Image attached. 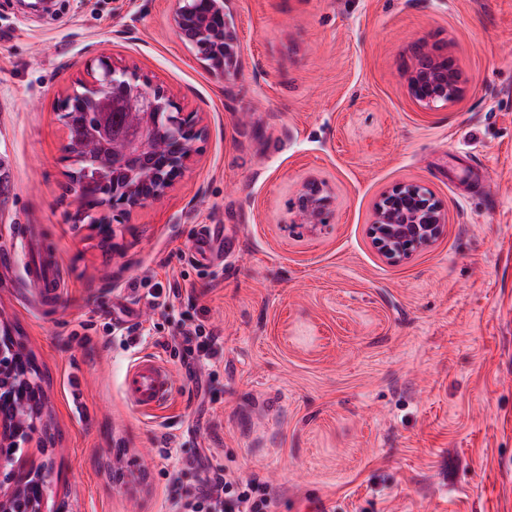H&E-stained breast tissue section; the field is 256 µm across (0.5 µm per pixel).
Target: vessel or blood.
<instances>
[{
	"label": "vessel or blood",
	"mask_w": 512,
	"mask_h": 512,
	"mask_svg": "<svg viewBox=\"0 0 512 512\" xmlns=\"http://www.w3.org/2000/svg\"><path fill=\"white\" fill-rule=\"evenodd\" d=\"M221 233L220 227L207 228L191 245L194 259H215L214 242ZM123 389L132 404L144 411L163 408L172 390V376L167 367L152 357L134 361L125 376Z\"/></svg>",
	"instance_id": "vessel-or-blood-1"
}]
</instances>
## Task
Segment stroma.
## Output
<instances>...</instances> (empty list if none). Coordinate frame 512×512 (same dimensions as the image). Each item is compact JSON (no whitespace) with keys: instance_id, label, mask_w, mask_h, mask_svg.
Wrapping results in <instances>:
<instances>
[{"instance_id":"1","label":"stroma","mask_w":512,"mask_h":512,"mask_svg":"<svg viewBox=\"0 0 512 512\" xmlns=\"http://www.w3.org/2000/svg\"><path fill=\"white\" fill-rule=\"evenodd\" d=\"M176 6L0 0V322L46 400L14 456L52 459L45 491L68 512H171L200 453L267 481L278 512H512V0H231L242 51L224 78L174 31ZM421 43L466 82L438 110L407 95ZM104 54L204 126L166 194L108 239L72 220L59 110ZM309 178L333 205L297 228ZM398 184L428 188L448 223L394 266L367 229ZM206 224L236 246L199 266ZM44 257L50 298L32 281ZM161 288L179 294L150 306ZM197 323L218 337L207 366L162 346ZM141 356L173 377L152 414L123 391Z\"/></svg>"}]
</instances>
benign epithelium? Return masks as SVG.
<instances>
[{
  "instance_id": "1",
  "label": "benign epithelium",
  "mask_w": 512,
  "mask_h": 512,
  "mask_svg": "<svg viewBox=\"0 0 512 512\" xmlns=\"http://www.w3.org/2000/svg\"><path fill=\"white\" fill-rule=\"evenodd\" d=\"M231 0H178L172 15V26L180 39L201 56L208 71L218 77L234 72L241 44L230 18ZM220 15L224 25L215 27L211 17ZM416 63L408 71L407 94L419 107L435 110L456 100L464 92V81L451 78L452 57L434 53L421 46L415 52ZM86 96L99 103L101 112L120 108L128 113L125 133L112 142V167L117 168L150 150L147 126L150 115L162 113L168 127L176 131L177 144L171 147L159 171H147L141 180L126 187L123 194H112L89 210L77 200L75 221H88L101 233L112 235L114 212L122 213L148 201L161 198L170 183L182 172L194 142L202 136L201 119L195 112H181L173 98L149 79L112 61L108 56L98 60V70L78 80ZM333 203L326 187L309 180L298 193L296 208L301 223L315 227L325 222V214ZM447 215L442 204L420 185H396L384 192L375 206V218L369 236L379 253L391 264L409 258L416 249L433 244L444 233ZM13 384L22 393L33 385L29 376L15 372L13 364L0 352V386ZM23 435L16 420L0 414V447L11 448ZM46 464L29 458L4 459L0 456V512H16L18 498L33 485H43Z\"/></svg>"
}]
</instances>
